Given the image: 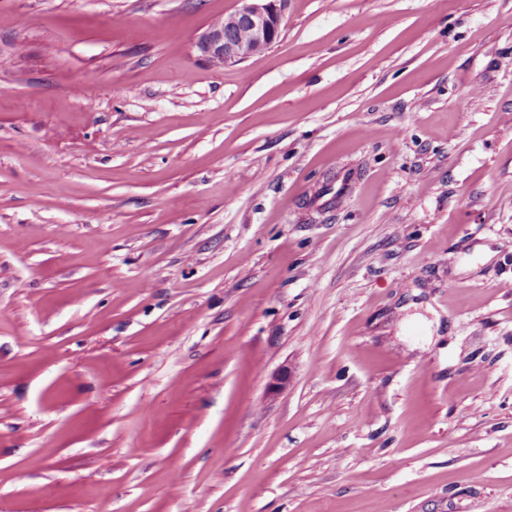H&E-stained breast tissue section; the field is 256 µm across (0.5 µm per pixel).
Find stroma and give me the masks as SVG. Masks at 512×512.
<instances>
[{
  "label": "stroma",
  "instance_id": "obj_1",
  "mask_svg": "<svg viewBox=\"0 0 512 512\" xmlns=\"http://www.w3.org/2000/svg\"><path fill=\"white\" fill-rule=\"evenodd\" d=\"M239 5L0 0V512H512V0ZM288 0H241L242 5L224 17L209 24L198 36L195 49L199 56L216 67L237 65L248 58L261 55L279 38L284 9ZM235 31L244 32L251 42V54L245 34L231 37Z\"/></svg>",
  "mask_w": 512,
  "mask_h": 512
}]
</instances>
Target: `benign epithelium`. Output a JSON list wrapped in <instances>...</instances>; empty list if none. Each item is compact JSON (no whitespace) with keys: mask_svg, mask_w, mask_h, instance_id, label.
Returning <instances> with one entry per match:
<instances>
[{"mask_svg":"<svg viewBox=\"0 0 512 512\" xmlns=\"http://www.w3.org/2000/svg\"><path fill=\"white\" fill-rule=\"evenodd\" d=\"M287 0H241V6L209 24L198 36L199 56L216 67L237 65L248 59L231 37L244 32L251 42V56H258L279 38Z\"/></svg>","mask_w":512,"mask_h":512,"instance_id":"obj_1","label":"benign epithelium"}]
</instances>
